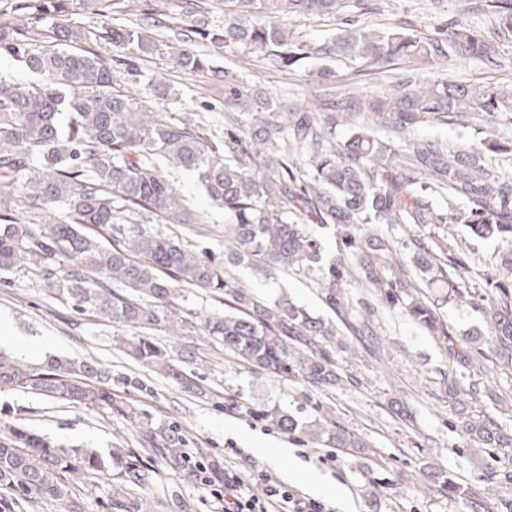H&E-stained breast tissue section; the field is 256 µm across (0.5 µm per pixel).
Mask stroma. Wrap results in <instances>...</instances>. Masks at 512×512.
Instances as JSON below:
<instances>
[{"label": "stroma", "instance_id": "obj_1", "mask_svg": "<svg viewBox=\"0 0 512 512\" xmlns=\"http://www.w3.org/2000/svg\"><path fill=\"white\" fill-rule=\"evenodd\" d=\"M469 5L470 0H360L347 17L376 29L402 23L428 35L463 19L481 31H490L494 18L469 13ZM333 67L337 73L333 91L345 98L386 93L409 73L398 64L377 78L344 59ZM228 70L262 95L293 104L304 102L310 93L316 66L309 62L284 75L270 61L236 50L217 58L213 71L199 75L180 70L167 48L159 46L149 60L131 59L118 66L116 76L165 118L200 117L220 135ZM448 77L462 84L512 88V42L506 43L494 62L452 58ZM161 82L171 86L164 97L155 93ZM419 133L451 145L483 138L512 141V125L492 124L483 118L467 128L435 124L421 127ZM500 249V240L477 237L466 225L448 227L449 254L462 256L469 267L494 258ZM237 276L260 293L287 289L298 306L327 319L333 316L320 290L300 275L281 274L268 282L242 268ZM175 308L184 321L181 331L157 328L148 335L167 350L177 373L197 383V390L190 392L171 377L146 371L127 354L124 342L135 336V329L48 298L29 270H19L0 282V316L10 319L15 335L42 344L41 349L25 354L5 341L0 343V356L30 365L43 364L52 356L97 361L111 371L115 395L139 411L138 417L130 418L107 409L51 403L32 393L0 391V426L23 425L56 444L102 455L117 446L141 455L146 485L123 483L118 468H110L96 479L73 485L70 500L78 512H113L112 488L120 483L130 496L152 500L155 512H216L217 503L202 480L189 469L168 468L157 454L145 450L142 421L146 418L175 425L191 456L209 461L223 458L240 469L254 460L303 491L308 488L301 477L305 471L340 486V496L325 498L336 512H512V486L494 488L482 478L490 464L512 471V448L481 449L469 439L462 429L460 410L449 403L446 389L459 366L450 363L445 349L399 309L375 304L372 317L382 334L383 354L372 358L364 351L367 337H348V350L337 352L336 359L352 380L320 397L302 381L259 375L225 357L223 347L201 330L205 317L218 308L211 297L192 292L177 299ZM317 400L368 441L365 455L327 459L325 449L290 438L245 409L249 403L293 409ZM393 400L403 404L405 416L392 414L389 403ZM256 444L279 449L280 454L273 460L255 459L251 448ZM438 470L453 475L465 487V494L436 490L432 474Z\"/></svg>", "mask_w": 512, "mask_h": 512}]
</instances>
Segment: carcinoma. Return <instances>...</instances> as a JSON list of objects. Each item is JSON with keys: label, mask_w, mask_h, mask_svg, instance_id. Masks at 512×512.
<instances>
[{"label": "carcinoma", "mask_w": 512, "mask_h": 512, "mask_svg": "<svg viewBox=\"0 0 512 512\" xmlns=\"http://www.w3.org/2000/svg\"><path fill=\"white\" fill-rule=\"evenodd\" d=\"M132 0H0V56L18 62L33 80L0 73V183L13 193L0 198V279L25 267L39 272L43 291L76 310L133 329L178 320L169 314L185 292L204 290L223 306L204 319V335L224 347L238 366L332 391L350 376L336 363L341 335L336 323L314 316L288 295L258 294L243 286L236 269L248 266L271 279L293 271L319 288L326 306L347 330L372 336L368 306L350 295L355 283L402 313L448 351L450 360L486 374L512 370V178L488 161L494 153L512 162V144L482 139L450 147L416 130L433 123L461 125L474 114L512 124V91L448 80V49L461 58L490 60L512 39V0H483L495 15L483 34L459 22L433 35L412 28L371 29L345 21L322 42L288 30L286 20L305 14H336L350 0H139L149 26L130 23L105 35L101 17L129 16ZM226 6L224 26L210 21L213 4ZM82 12L75 25L67 14ZM164 45L189 73L214 68L224 52L245 48L284 74L308 59L354 62L374 74L399 63L438 71L433 83L413 77L382 96L332 99L316 115L262 97L235 73L224 72V137L189 119L165 120L147 101L114 77L112 61L90 45L112 39L133 58ZM207 40L196 48L195 36ZM350 136L336 139V128ZM383 131L388 142L376 135ZM196 174L210 199L224 208V262L197 255L155 229L178 224L197 236L213 233L202 212L177 192L169 172ZM438 193L447 206L434 204ZM298 212L296 220L288 213ZM332 228L339 249L329 258L308 226ZM374 224H466L478 236L504 243L495 276L465 278L448 256L447 239H428L408 253L372 231ZM465 299L478 309L487 335L458 337L441 309ZM127 350L150 372L172 374L166 349L144 335ZM18 390L90 409L134 415L112 395V374L94 362L51 357L32 367L0 359V390ZM504 390L480 389L457 379L448 397L502 401ZM279 406L250 410L290 436L322 448L361 452L368 443L336 418ZM465 432L484 448L512 447V433L492 417L465 422ZM151 450L174 468L184 462L183 440L162 424L147 435ZM123 477L138 482L140 459L113 449ZM109 469L97 452L57 445L26 427H0V483L20 495L62 500L65 479L88 480ZM435 486L451 493L464 486L443 472ZM117 512H150L145 498L115 488Z\"/></svg>", "instance_id": "1"}]
</instances>
